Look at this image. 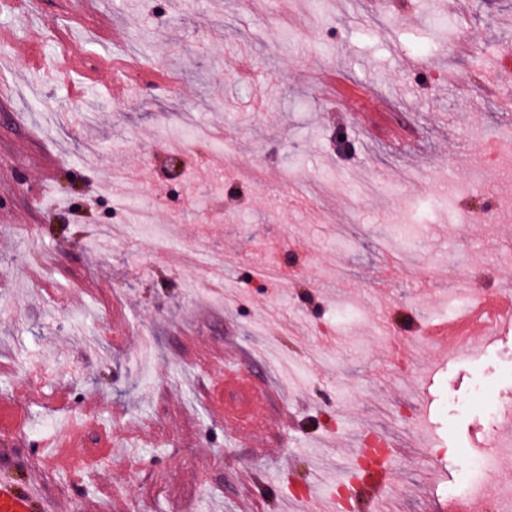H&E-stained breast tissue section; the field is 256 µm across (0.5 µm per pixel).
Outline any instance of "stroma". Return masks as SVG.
<instances>
[{
	"instance_id": "stroma-1",
	"label": "stroma",
	"mask_w": 512,
	"mask_h": 512,
	"mask_svg": "<svg viewBox=\"0 0 512 512\" xmlns=\"http://www.w3.org/2000/svg\"><path fill=\"white\" fill-rule=\"evenodd\" d=\"M1 31L0 466L56 512H321L356 428L395 512H496L512 473L469 493L468 458L512 408V327L422 329L512 281V0H0ZM228 370L265 431L213 415ZM220 386L244 393L246 400L240 406H228L222 399H213L214 414L224 415L230 419L245 417L254 423H261V416L269 399L266 388L253 386L249 378L238 373H224V380H221Z\"/></svg>"
}]
</instances>
